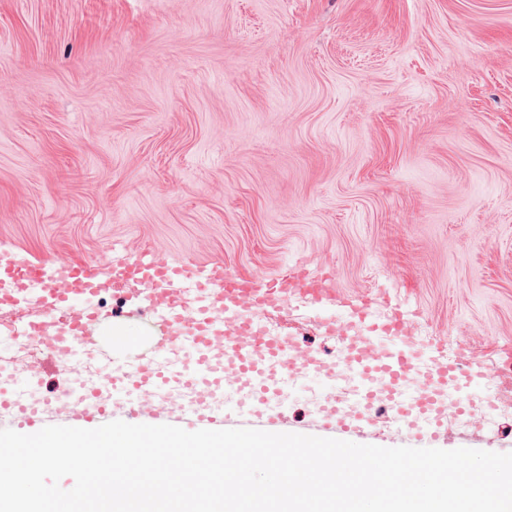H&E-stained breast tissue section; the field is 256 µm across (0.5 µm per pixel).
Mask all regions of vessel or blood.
I'll use <instances>...</instances> for the list:
<instances>
[{"label": "vessel or blood", "instance_id": "1", "mask_svg": "<svg viewBox=\"0 0 512 512\" xmlns=\"http://www.w3.org/2000/svg\"><path fill=\"white\" fill-rule=\"evenodd\" d=\"M11 284L34 294L25 331H37L55 368L70 372L84 353L104 354L108 371L101 394H88L71 404L38 397L21 403L0 394V408H9L17 432L32 434L51 414H68L71 426L91 429L121 416L131 424H162L174 419L187 430L287 426L276 403L287 388L306 375L345 381L344 398H332L317 413L312 435L349 439L358 432L433 437L445 429L449 410L472 408L469 381L486 376L479 365L444 360L436 344L413 343L407 319L393 311L374 321L366 303L351 305L359 321L352 333L336 317L322 327L340 345L325 359L301 351L287 336L267 333L262 314L275 310L288 290L282 278H249L217 267L205 276L190 264L161 260L151 254L121 265L101 259L49 264H16L0 260V285ZM123 287L145 304L152 318L146 328L150 347L130 359L120 344L103 353L96 330L105 316L95 302L100 292ZM298 292L309 306L328 308L336 300L325 281L299 276ZM228 389L247 395L246 409L211 402ZM383 397L392 416L382 422L371 398Z\"/></svg>", "mask_w": 512, "mask_h": 512}]
</instances>
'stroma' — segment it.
Wrapping results in <instances>:
<instances>
[{"label": "stroma", "mask_w": 512, "mask_h": 512, "mask_svg": "<svg viewBox=\"0 0 512 512\" xmlns=\"http://www.w3.org/2000/svg\"><path fill=\"white\" fill-rule=\"evenodd\" d=\"M147 251L401 308L512 446V0H0V255Z\"/></svg>", "instance_id": "obj_1"}]
</instances>
